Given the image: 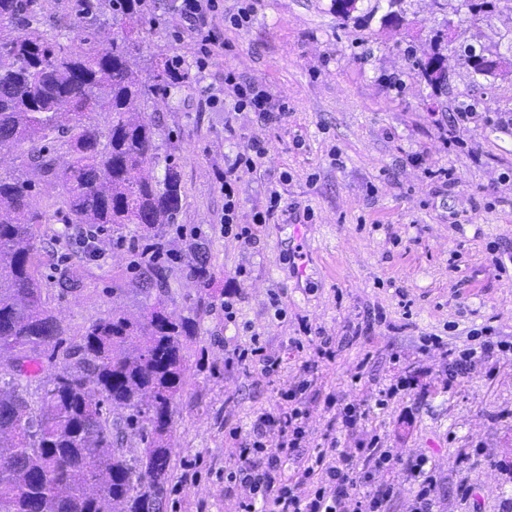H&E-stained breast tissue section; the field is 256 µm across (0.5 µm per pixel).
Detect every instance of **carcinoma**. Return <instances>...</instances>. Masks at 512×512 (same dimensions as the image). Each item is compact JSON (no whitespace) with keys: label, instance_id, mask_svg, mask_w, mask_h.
<instances>
[{"label":"carcinoma","instance_id":"1","mask_svg":"<svg viewBox=\"0 0 512 512\" xmlns=\"http://www.w3.org/2000/svg\"><path fill=\"white\" fill-rule=\"evenodd\" d=\"M115 34L93 38L86 4L71 35L39 28V0H0V22L26 32L0 36V151L20 150V172L0 176V512H160L172 448V405L187 379L183 354L196 319L160 304L142 320L103 318L64 346V329L42 298L36 183L60 185L64 223L75 232L140 224L146 246L135 267L161 288L157 254L182 208L172 155L159 156L158 124L136 102L165 93L180 76L167 63L143 77L130 61L145 41V0H101ZM107 117L103 124L99 116ZM67 150L64 168L57 148ZM163 174H153L159 165ZM141 344L129 350L127 340ZM75 359L57 370L58 359ZM36 382L30 400L25 384ZM146 442L129 455V433Z\"/></svg>","mask_w":512,"mask_h":512}]
</instances>
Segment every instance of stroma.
I'll use <instances>...</instances> for the list:
<instances>
[{
	"label": "stroma",
	"mask_w": 512,
	"mask_h": 512,
	"mask_svg": "<svg viewBox=\"0 0 512 512\" xmlns=\"http://www.w3.org/2000/svg\"><path fill=\"white\" fill-rule=\"evenodd\" d=\"M146 3L149 34L133 69L145 75L182 61V82L143 105L184 191L162 237L181 254L162 296L167 312L184 315L196 304L190 265L206 263L213 273V304L185 349L188 379L173 403L165 512H240L238 496L224 487L237 446L229 432L249 430L256 414L273 409L306 362L317 363L321 392L306 402L310 445L329 431L323 397L336 394L367 411L357 432H334L341 445L378 434L400 462L428 457L441 465L448 479L438 495L448 512H501L512 500V357L448 390L444 359L422 352L420 339L436 334L459 345L487 325L512 341V261L495 262L512 250V0H495L487 15L470 12L464 0H401L393 24L383 23L387 8L377 0H358L346 17L334 0H259L244 27L214 23L203 72L174 0ZM467 44L493 53L501 68L475 74ZM437 53L448 71L442 90L418 68ZM228 71L285 102L286 114L268 121L235 111L224 94ZM459 112L468 120L451 124ZM256 139L267 154L242 174L235 211L236 223L256 234L245 243L221 231L222 177ZM273 188L282 211L254 223ZM36 203L48 218L38 242L43 295L69 340L112 313L143 314L132 268L141 226L104 232L91 258L60 236V187L39 182ZM452 211L459 223H449ZM299 244L306 280L293 270ZM61 264L79 273L80 288H59ZM228 290L232 322L224 318ZM255 332L283 359L275 381L225 363ZM319 336L331 338L335 361L318 358ZM295 338L303 350L292 348ZM394 353L422 376L379 410L374 395L396 372ZM358 372L361 382L352 383ZM407 411L413 423L401 437L396 426ZM462 484L469 498L458 496Z\"/></svg>",
	"instance_id": "1"
}]
</instances>
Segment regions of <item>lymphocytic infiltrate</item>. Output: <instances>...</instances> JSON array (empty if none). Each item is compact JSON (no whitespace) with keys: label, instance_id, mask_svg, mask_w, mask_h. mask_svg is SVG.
<instances>
[{"label":"lymphocytic infiltrate","instance_id":"f902f5d3","mask_svg":"<svg viewBox=\"0 0 512 512\" xmlns=\"http://www.w3.org/2000/svg\"><path fill=\"white\" fill-rule=\"evenodd\" d=\"M223 0H181L178 14L199 46L198 69H206L211 47L216 39L211 21L223 12ZM224 92L233 97L238 111L256 112L272 117L279 107L272 95L239 81L233 72L224 74ZM265 155L260 141H253L249 152L238 155L224 173V233L251 241L249 227H234L233 212L240 173L257 169ZM472 343L451 348L442 337L423 339L424 349L440 350L446 361V378L456 383L483 363L512 351V344L484 337L482 330H472ZM303 379L281 392L276 411L257 416L251 431H231L237 440L235 462L224 469V480L240 494L241 512H387L392 494L391 483L372 484L374 473H395L393 449L384 447L379 436L359 441L356 447L342 448L337 441L316 445L312 452L298 457L292 473L282 471L283 454L301 447L307 440L305 394L311 387L314 365L301 366ZM277 430L278 441L268 433ZM404 471L414 489L412 512H436L438 487L443 470L433 460L421 458L405 465Z\"/></svg>","mask_w":512,"mask_h":512}]
</instances>
